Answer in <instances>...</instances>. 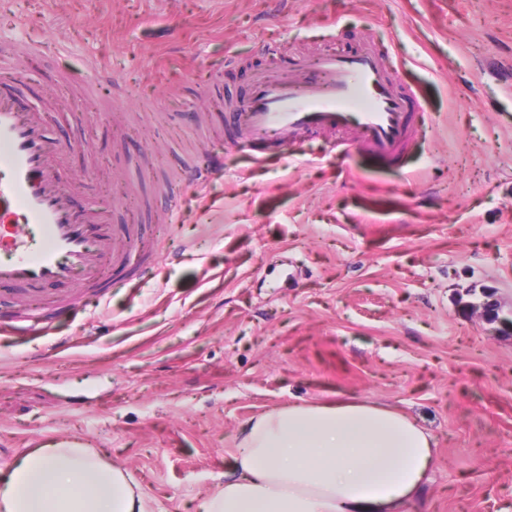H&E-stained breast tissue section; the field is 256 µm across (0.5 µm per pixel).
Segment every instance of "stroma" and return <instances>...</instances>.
<instances>
[{
    "instance_id": "1",
    "label": "stroma",
    "mask_w": 512,
    "mask_h": 512,
    "mask_svg": "<svg viewBox=\"0 0 512 512\" xmlns=\"http://www.w3.org/2000/svg\"><path fill=\"white\" fill-rule=\"evenodd\" d=\"M2 39L113 256L100 290L38 288L37 332L0 285V469L79 437L145 512H196L260 413L379 402L433 440L404 512H512V0H0ZM369 45L428 125L398 162L237 143L258 77Z\"/></svg>"
}]
</instances>
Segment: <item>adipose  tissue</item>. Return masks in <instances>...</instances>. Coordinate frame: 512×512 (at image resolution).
Listing matches in <instances>:
<instances>
[{
    "instance_id": "ef3b65f1",
    "label": "adipose tissue",
    "mask_w": 512,
    "mask_h": 512,
    "mask_svg": "<svg viewBox=\"0 0 512 512\" xmlns=\"http://www.w3.org/2000/svg\"><path fill=\"white\" fill-rule=\"evenodd\" d=\"M434 463L405 414L368 402L294 404L253 418L233 479L204 512H401ZM0 512H144L138 485L102 454L49 444L0 471Z\"/></svg>"
}]
</instances>
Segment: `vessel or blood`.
Masks as SVG:
<instances>
[{
	"instance_id": "1",
	"label": "vessel or blood",
	"mask_w": 512,
	"mask_h": 512,
	"mask_svg": "<svg viewBox=\"0 0 512 512\" xmlns=\"http://www.w3.org/2000/svg\"><path fill=\"white\" fill-rule=\"evenodd\" d=\"M411 109L410 97L391 81L384 52L327 53L308 78L258 81L235 114V132L243 142L288 144L321 130L349 129L373 154L393 159L414 134ZM58 153L40 113L19 111L0 96V210L23 219L0 244V284L24 297L47 283L99 287L98 268L112 252L90 217L69 207Z\"/></svg>"
}]
</instances>
